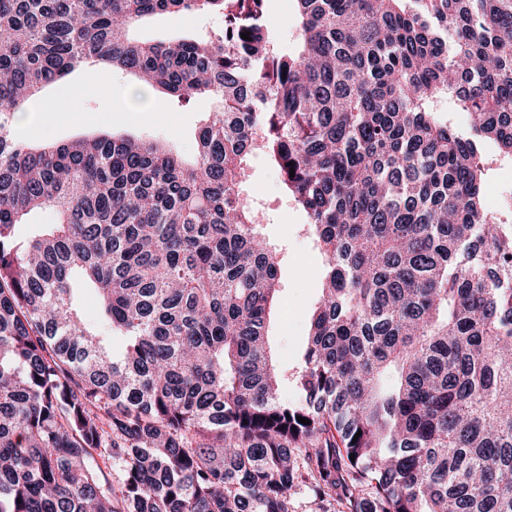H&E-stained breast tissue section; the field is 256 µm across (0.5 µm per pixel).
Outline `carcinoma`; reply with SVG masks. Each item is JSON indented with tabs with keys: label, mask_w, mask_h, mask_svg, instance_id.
Here are the masks:
<instances>
[{
	"label": "carcinoma",
	"mask_w": 512,
	"mask_h": 512,
	"mask_svg": "<svg viewBox=\"0 0 512 512\" xmlns=\"http://www.w3.org/2000/svg\"><path fill=\"white\" fill-rule=\"evenodd\" d=\"M295 2L285 50L266 0H0V512H295L302 492L512 512V208L483 202L512 160V0ZM181 11L224 28L134 38ZM93 65L214 100L194 164L129 136L16 140V113ZM255 152L325 258L297 403Z\"/></svg>",
	"instance_id": "carcinoma-1"
}]
</instances>
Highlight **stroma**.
<instances>
[{"label":"stroma","instance_id":"stroma-1","mask_svg":"<svg viewBox=\"0 0 512 512\" xmlns=\"http://www.w3.org/2000/svg\"><path fill=\"white\" fill-rule=\"evenodd\" d=\"M223 25V17L213 12L164 14L142 23L137 35L165 41L213 32ZM136 83L125 72L77 70L64 82L49 85L43 97L17 119V135L24 142L40 143L114 133L171 141L183 156H191L196 131L211 112V103L198 99L178 106L166 100L155 113L139 104ZM68 99L76 101V109L65 108ZM245 189L265 214L262 235L280 251L282 311L272 315L270 334L276 354L294 371L302 364L310 317L319 300L324 258L304 231V213L285 196L276 171L263 154L252 155Z\"/></svg>","mask_w":512,"mask_h":512}]
</instances>
